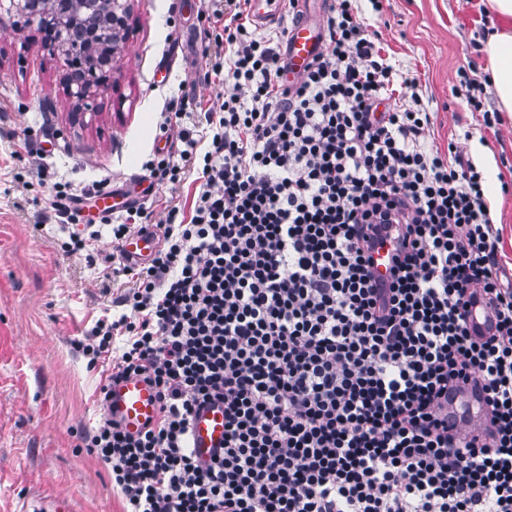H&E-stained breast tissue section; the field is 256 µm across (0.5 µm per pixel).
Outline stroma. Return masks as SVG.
<instances>
[{"mask_svg":"<svg viewBox=\"0 0 512 512\" xmlns=\"http://www.w3.org/2000/svg\"><path fill=\"white\" fill-rule=\"evenodd\" d=\"M131 7L127 48L80 120L38 28L0 31V512H23L63 490L76 512H123L109 471L79 439L95 424L102 372L87 368L74 342L99 318L121 312L114 301L122 280L112 274L121 257L110 226L97 221L98 198L111 191L116 201L143 198L156 209L189 201L194 178L145 184L156 147L173 154L180 146L161 139L162 114L173 98L215 105L233 91L232 79L203 81L215 51L204 34V0H133ZM357 20L378 34L397 77L418 82L398 87L393 103L419 95L435 144L455 142L481 172L512 267V119L486 127L484 113L497 110L494 88L461 80L468 64L487 65L486 0H359ZM471 95L479 107L470 106ZM23 140L44 149L43 175L30 172ZM56 182L86 197L97 232L89 250L61 248L74 228L49 217Z\"/></svg>","mask_w":512,"mask_h":512,"instance_id":"1","label":"stroma"}]
</instances>
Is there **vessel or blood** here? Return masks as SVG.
<instances>
[{"label":"vessel or blood","mask_w":512,"mask_h":512,"mask_svg":"<svg viewBox=\"0 0 512 512\" xmlns=\"http://www.w3.org/2000/svg\"><path fill=\"white\" fill-rule=\"evenodd\" d=\"M325 38L321 22L307 18L293 22L285 42L288 83L298 82L308 65L322 47ZM159 247V237L153 232H134L127 238L122 252L131 260H149ZM480 395H464L448 402V424L454 430L466 428L467 419H474L480 413ZM109 413L121 427L132 434L155 421L160 414V403L156 390L137 378H130L114 385L109 402ZM224 445V408L219 404L203 406L194 416L190 446L195 455L207 458Z\"/></svg>","instance_id":"obj_1"}]
</instances>
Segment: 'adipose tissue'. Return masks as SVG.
Listing matches in <instances>:
<instances>
[{"label": "adipose tissue", "mask_w": 512, "mask_h": 512, "mask_svg": "<svg viewBox=\"0 0 512 512\" xmlns=\"http://www.w3.org/2000/svg\"><path fill=\"white\" fill-rule=\"evenodd\" d=\"M493 20L483 42L486 72L500 111L512 116V0H487Z\"/></svg>", "instance_id": "obj_1"}]
</instances>
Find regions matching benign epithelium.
Segmentation results:
<instances>
[{"instance_id": "7a95c632", "label": "benign epithelium", "mask_w": 512, "mask_h": 512, "mask_svg": "<svg viewBox=\"0 0 512 512\" xmlns=\"http://www.w3.org/2000/svg\"><path fill=\"white\" fill-rule=\"evenodd\" d=\"M101 13L104 30L85 29L82 18ZM130 0H0V29L38 25L48 30L46 49L67 70L70 96L83 103L105 88L123 40L128 38Z\"/></svg>"}]
</instances>
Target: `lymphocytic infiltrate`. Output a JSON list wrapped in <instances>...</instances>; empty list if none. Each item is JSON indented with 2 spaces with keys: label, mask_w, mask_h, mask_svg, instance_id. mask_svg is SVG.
I'll list each match as a JSON object with an SVG mask.
<instances>
[{
  "label": "lymphocytic infiltrate",
  "mask_w": 512,
  "mask_h": 512,
  "mask_svg": "<svg viewBox=\"0 0 512 512\" xmlns=\"http://www.w3.org/2000/svg\"><path fill=\"white\" fill-rule=\"evenodd\" d=\"M335 0L320 55L284 82L275 38L241 0L207 32L234 91L150 176L200 180L190 208L157 213L161 246L126 277L115 319L75 345L108 362L82 443L108 466L124 512H512V281L482 175L429 143L420 104L391 105L395 72ZM398 243L388 282L373 254ZM491 335L473 337L475 305ZM156 387L139 434L107 415L111 382ZM483 396L475 436L448 398ZM224 406V449L203 461L191 419Z\"/></svg>",
  "instance_id": "f902f5d3"
}]
</instances>
